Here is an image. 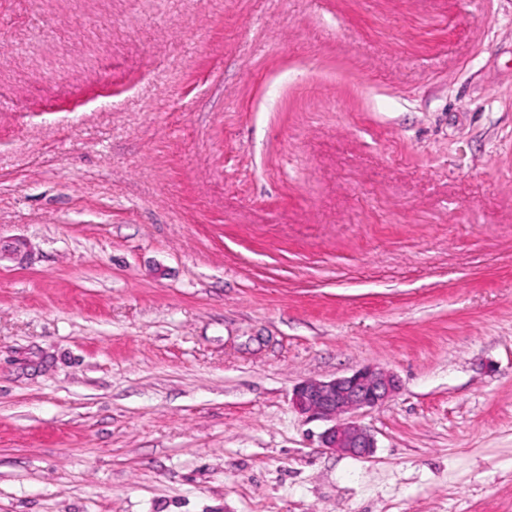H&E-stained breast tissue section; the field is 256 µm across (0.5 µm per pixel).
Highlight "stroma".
<instances>
[{"label":"stroma","mask_w":512,"mask_h":512,"mask_svg":"<svg viewBox=\"0 0 512 512\" xmlns=\"http://www.w3.org/2000/svg\"><path fill=\"white\" fill-rule=\"evenodd\" d=\"M16 240L0 512H512V0H0ZM397 388L391 374L365 366L350 375L299 383L293 389L292 405L302 415L331 423L322 435L323 448L363 458L373 453L375 438L348 415L382 404Z\"/></svg>","instance_id":"stroma-1"}]
</instances>
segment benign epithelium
<instances>
[{
	"label": "benign epithelium",
	"mask_w": 512,
	"mask_h": 512,
	"mask_svg": "<svg viewBox=\"0 0 512 512\" xmlns=\"http://www.w3.org/2000/svg\"><path fill=\"white\" fill-rule=\"evenodd\" d=\"M396 379L372 367L326 381H304L292 393V405L301 414L327 421L323 447L363 458L373 453L375 438L350 414L382 404L397 390Z\"/></svg>",
	"instance_id": "benign-epithelium-1"
}]
</instances>
